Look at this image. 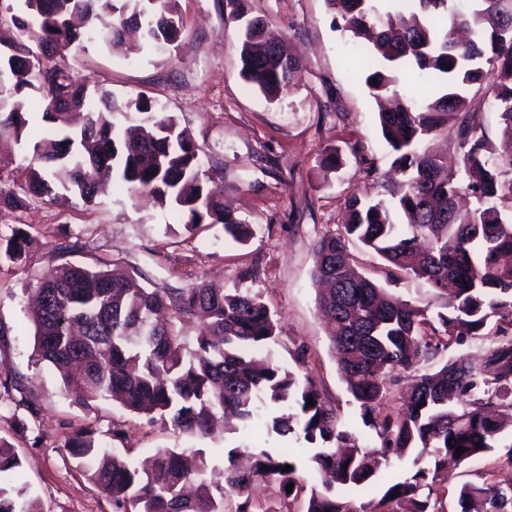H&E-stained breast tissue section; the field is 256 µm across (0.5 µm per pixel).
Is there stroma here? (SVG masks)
<instances>
[{"label": "stroma", "mask_w": 512, "mask_h": 512, "mask_svg": "<svg viewBox=\"0 0 512 512\" xmlns=\"http://www.w3.org/2000/svg\"><path fill=\"white\" fill-rule=\"evenodd\" d=\"M250 16L265 20L297 59L290 92L267 100L240 74L238 24L228 22L217 0H180L184 30L174 51L126 57L100 41L65 57L76 81L111 90L118 101L143 95L187 126L203 149L205 166L217 169L214 186L252 238L226 239L221 225L186 230L171 211L110 189L87 204L66 193L21 210L0 209V232L25 228L33 239L27 264L0 261V373L20 377L40 406L38 420L19 432L9 407L0 406V437L10 441L22 466L14 480L41 512H112L64 448L81 429L114 454L138 460L158 448L201 451L207 475L219 477L228 451L260 447L304 454L296 435L255 434L217 428L189 438L161 423L126 412L109 400L83 407L66 395L57 376L34 355L27 318V285L69 260L87 265L137 268L152 286H187L202 279L242 288L259 296L278 322L269 350L275 362L298 376L312 377L342 421L376 446L346 390L317 313L312 281V245L342 222L352 193H376L392 156L376 121V105L363 80L352 78L355 46L326 0H247ZM341 166L322 174L327 148ZM84 242L83 250L61 256L63 231ZM358 260L379 283L401 299L426 307L429 317L448 310L447 296L412 279L388 282L382 260L362 252ZM121 425L122 437L112 435ZM467 482L512 486V455L498 448L451 465L433 483L437 512H459L458 492ZM322 476L304 475V491L284 497L276 481L260 480L252 490L255 512H306L308 490Z\"/></svg>", "instance_id": "obj_1"}]
</instances>
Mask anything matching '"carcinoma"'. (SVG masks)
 Returning a JSON list of instances; mask_svg holds the SVG:
<instances>
[{"instance_id": "carcinoma-1", "label": "carcinoma", "mask_w": 512, "mask_h": 512, "mask_svg": "<svg viewBox=\"0 0 512 512\" xmlns=\"http://www.w3.org/2000/svg\"><path fill=\"white\" fill-rule=\"evenodd\" d=\"M375 2L327 0L361 50L354 72L376 102L394 99L393 107L379 109L378 123L398 177L384 180L375 197L348 199L344 223L313 244L312 278L331 284L319 312L347 392L378 446L368 448L341 423L311 378L261 357L276 338V322L248 291L204 280L152 288L137 270L69 261L32 288L35 356L77 404L110 397L189 437L210 434L218 410L256 430L260 409L271 408L267 432L286 437L300 428L313 445L307 467L328 476L323 489H311L306 512H387L402 501L413 512H430L423 456L437 470L450 458L463 462L497 447L512 453V338H500L502 325L512 326V40L501 38L512 28V0H471L468 11L449 0H413L412 9L382 12ZM8 10L12 36L0 37V171L24 182L0 185L1 207L51 201L60 188L91 203L99 186L112 182L187 218V229L220 224L233 241L248 242V225L208 190L214 173L202 166V148L175 115L142 96L121 105L112 93L75 82L66 65L46 64L94 40L124 46L131 56L175 43L183 30L179 0H20L18 12ZM240 43L243 80L270 101L287 92L297 61L270 44L265 23L250 20ZM402 78L419 81L421 101L399 93ZM474 87L492 92L498 146L468 107ZM117 112L137 118L119 124ZM438 138L460 149L457 168L432 148ZM25 139L29 149L19 160L15 146ZM30 244L28 232L15 227L0 235V258L25 263ZM355 245L381 257L391 280L412 278L448 296V313L433 321L426 309L384 288L356 264ZM191 318L200 321L192 348L177 330ZM482 335L490 346L481 363L463 356L440 362L450 342ZM402 381L411 384L405 412L373 423L376 406ZM0 401L34 421L39 416L14 375L0 377ZM459 447L466 452L458 457ZM65 448L113 512H226L233 498L234 512H252L258 477L279 481L283 492L290 483L303 489L288 448L276 455L230 450L215 492L195 498L186 488L206 476L200 455L158 448L151 465L140 466L107 452L88 430L68 438ZM415 449L413 469L388 481L379 500L357 511L343 501V493L369 489L381 467ZM287 465L292 469L282 471ZM20 467L14 446L0 438V512H37L12 484ZM478 500L489 512H512V489L460 488V512H481Z\"/></svg>"}]
</instances>
